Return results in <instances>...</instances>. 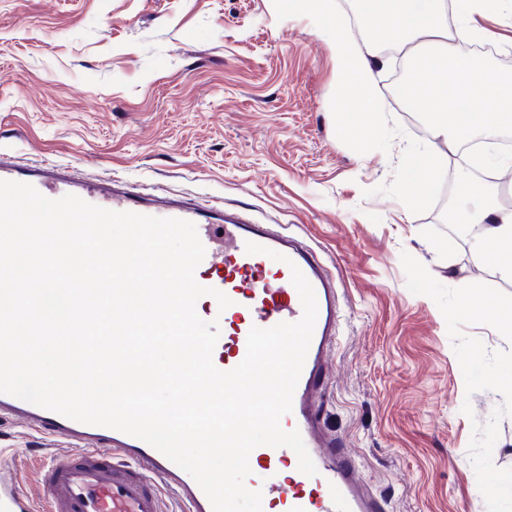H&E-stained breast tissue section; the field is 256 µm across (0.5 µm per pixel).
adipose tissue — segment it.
I'll use <instances>...</instances> for the list:
<instances>
[{
  "mask_svg": "<svg viewBox=\"0 0 512 512\" xmlns=\"http://www.w3.org/2000/svg\"><path fill=\"white\" fill-rule=\"evenodd\" d=\"M289 12L332 17L336 60L345 77L332 105L340 135H358L363 147L377 139L371 117L380 110V92L374 78L375 60L358 46L344 19L336 15L334 0H274ZM447 0H359V10L378 40L405 46L431 45V52L413 62V77L404 89L407 101L423 105L431 118L434 137L455 145L474 139H492L512 128V77L489 78L478 61L462 56L457 39L477 36L475 27H461L449 37L442 20ZM463 193L475 200L472 209L457 211L459 223L479 225L474 252L490 263L501 279L512 281V212L496 208L489 189L466 176Z\"/></svg>",
  "mask_w": 512,
  "mask_h": 512,
  "instance_id": "1",
  "label": "adipose tissue"
}]
</instances>
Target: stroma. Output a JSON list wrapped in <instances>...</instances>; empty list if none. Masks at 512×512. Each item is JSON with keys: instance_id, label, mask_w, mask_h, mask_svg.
Returning <instances> with one entry per match:
<instances>
[{"instance_id": "stroma-1", "label": "stroma", "mask_w": 512, "mask_h": 512, "mask_svg": "<svg viewBox=\"0 0 512 512\" xmlns=\"http://www.w3.org/2000/svg\"><path fill=\"white\" fill-rule=\"evenodd\" d=\"M332 27L272 0H0V151L218 197L299 235L345 303L325 425L391 512H512V494L483 492L512 484V395L493 382L512 281L449 224L461 165L394 94L397 56L375 68L379 138L337 134ZM420 159L434 174L413 205ZM468 284L487 302L450 319ZM53 451L0 420V469L38 505ZM414 169L410 175L409 172ZM408 170L405 179V192L410 203H418L421 198L422 188L430 181L433 168L428 161L421 162L419 166Z\"/></svg>"}]
</instances>
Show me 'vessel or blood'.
<instances>
[{"mask_svg": "<svg viewBox=\"0 0 512 512\" xmlns=\"http://www.w3.org/2000/svg\"><path fill=\"white\" fill-rule=\"evenodd\" d=\"M0 180L30 184L51 199L73 194L113 211L193 222L205 247L195 279L231 300L232 320L221 325L213 351V363L222 371L242 362L252 327L269 328L301 318L300 296L291 282L292 268H299L315 290L318 315L293 407L282 417L281 426L300 432L318 473L312 477L301 473L290 448H255L249 459L260 468L256 487L262 492V507L264 512H388L386 499L368 484L356 456L323 423L319 397L341 309L335 281L306 242L248 222L220 202L203 210L180 196L163 190L146 193L112 177L89 184L81 180L76 167L52 159L24 166L1 152ZM249 241L283 254V261L270 265L265 255L246 253ZM0 415L68 445L40 473L46 512H163L160 490L164 487L179 489L184 512H212L196 481L138 438L71 420L5 393H0ZM0 512H33L31 500L3 471Z\"/></svg>", "mask_w": 512, "mask_h": 512, "instance_id": "vessel-or-blood-1", "label": "vessel or blood"}]
</instances>
